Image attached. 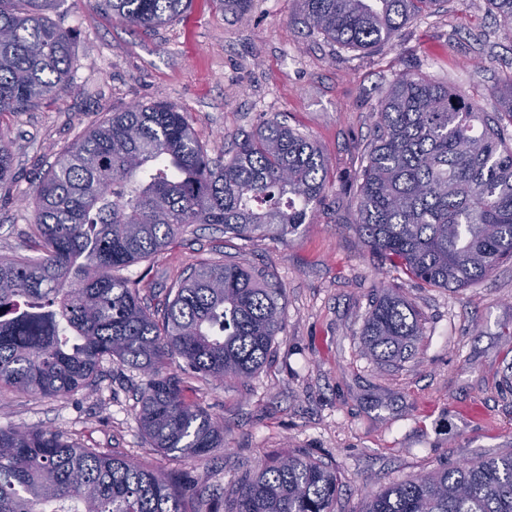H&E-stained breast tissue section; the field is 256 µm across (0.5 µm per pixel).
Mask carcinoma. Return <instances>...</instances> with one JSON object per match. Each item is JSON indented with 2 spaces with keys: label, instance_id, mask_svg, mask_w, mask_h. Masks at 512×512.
<instances>
[{
  "label": "carcinoma",
  "instance_id": "cac0c4a2",
  "mask_svg": "<svg viewBox=\"0 0 512 512\" xmlns=\"http://www.w3.org/2000/svg\"><path fill=\"white\" fill-rule=\"evenodd\" d=\"M190 0H104L144 30ZM444 0H297L312 33L354 51L392 41ZM512 37V0H487ZM51 0H0V117L67 83L68 31ZM494 113L432 80L401 76L379 109L358 186L364 247L412 281L460 290L512 260V76L491 89ZM0 130V186L12 179ZM317 144L276 120L211 156L175 106L135 105L91 125L36 189L39 256L0 257V390L61 397L94 389L112 360L146 374L135 418L150 447L202 458L224 447V423L186 400L170 358L194 372L248 381L284 328V289L240 261L208 263L174 284L161 317L121 271L168 247L191 224L250 240L290 235L328 188ZM420 314L393 288L365 316L361 344L385 369L414 355ZM336 470L284 453L241 477L208 512H336ZM198 486L173 471L78 446L39 427H0V512H200ZM363 512H512V452L413 475L365 495Z\"/></svg>",
  "mask_w": 512,
  "mask_h": 512
}]
</instances>
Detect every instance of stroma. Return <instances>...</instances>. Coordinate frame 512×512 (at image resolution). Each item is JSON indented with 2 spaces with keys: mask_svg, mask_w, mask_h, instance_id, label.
Returning a JSON list of instances; mask_svg holds the SVG:
<instances>
[{
  "mask_svg": "<svg viewBox=\"0 0 512 512\" xmlns=\"http://www.w3.org/2000/svg\"><path fill=\"white\" fill-rule=\"evenodd\" d=\"M49 16L72 32L75 63L52 97L0 122L13 141V179L0 189V255L33 254L35 190L58 152L136 104L175 105L215 155L230 153L237 133L278 120L317 143L330 188L296 234L246 241L195 224L125 271L153 311L192 267L226 254L284 288L286 328L272 363L248 384L202 376L178 359L165 367L187 400L223 421L224 447L200 459L150 448L135 420L145 378L112 362L90 394L6 393L0 427H43L180 472L207 500L230 494L243 471L279 453L304 452L336 468V512H362L366 491L413 474L512 451V389L503 383L512 362V261L473 287L435 288L389 274L354 229L364 150L397 77L448 84L495 110L488 91L512 73V42L495 36L487 0H444L369 52L310 33L295 0H251L244 10L191 0L148 33L93 0H56ZM393 284L419 311L423 337L413 358L382 371L363 356L360 332Z\"/></svg>",
  "mask_w": 512,
  "mask_h": 512,
  "instance_id": "obj_1",
  "label": "stroma"
}]
</instances>
